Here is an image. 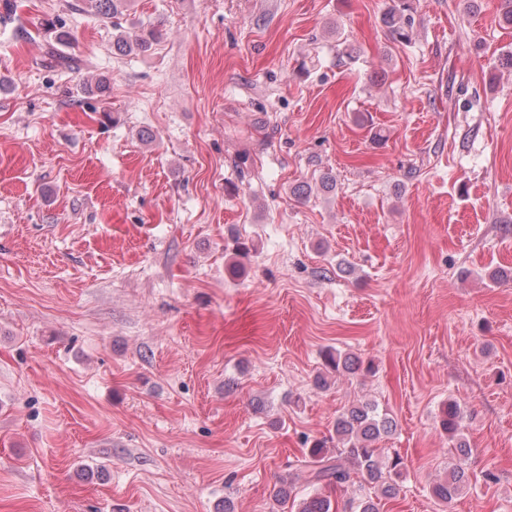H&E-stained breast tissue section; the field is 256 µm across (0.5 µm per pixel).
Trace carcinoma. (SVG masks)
Segmentation results:
<instances>
[{"instance_id":"cac0c4a2","label":"carcinoma","mask_w":512,"mask_h":512,"mask_svg":"<svg viewBox=\"0 0 512 512\" xmlns=\"http://www.w3.org/2000/svg\"><path fill=\"white\" fill-rule=\"evenodd\" d=\"M94 8L105 16L120 14L125 0H93ZM408 3L400 2L388 10L384 23L393 36L407 37L406 18ZM163 30L150 23L137 34L128 37L121 35L112 43V51L118 55L145 53L162 38ZM233 261L232 273L237 274L244 268V261L254 248L248 240L239 236L232 237ZM330 372L338 375H366L374 371L371 363H363L360 358L339 350H328L324 355ZM462 414L460 406L450 402L441 410L439 427L448 439L455 442V449L462 457H467L469 448L460 440L458 433ZM396 423L393 417L379 409L373 401H359L344 410L335 425L336 440L340 448L331 450L327 442L316 440L307 449L302 459L298 460V469L305 474L306 482L313 488V493L301 498L296 503L295 512H336L335 505L326 491L345 484L356 476L360 481L378 487L385 498H395L400 491L403 461L397 454L382 457L377 448L378 442L391 435ZM468 482L465 468L458 464L449 472L448 477L436 482L433 494L444 503H450L460 495Z\"/></svg>"}]
</instances>
